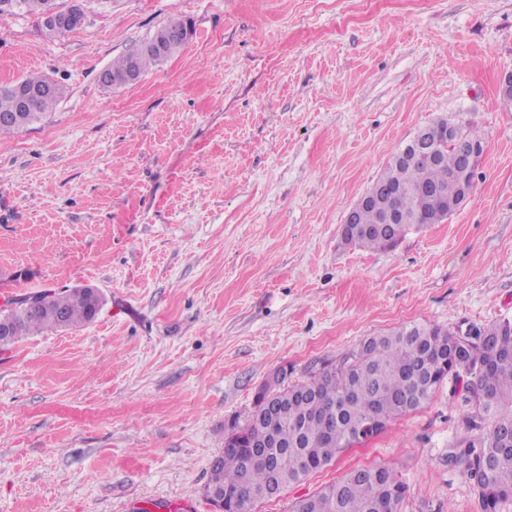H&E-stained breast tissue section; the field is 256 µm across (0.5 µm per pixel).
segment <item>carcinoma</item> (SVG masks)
Instances as JSON below:
<instances>
[{"label": "carcinoma", "instance_id": "obj_1", "mask_svg": "<svg viewBox=\"0 0 512 512\" xmlns=\"http://www.w3.org/2000/svg\"><path fill=\"white\" fill-rule=\"evenodd\" d=\"M55 0H0L3 14L38 17L46 32L61 35L82 27L83 7L54 6ZM193 35L184 20H170L150 38L114 60L109 75L121 77L135 65L138 75L180 52ZM39 92L31 110L18 109L14 96L0 88V134H22L40 121L63 95L56 81L30 75L20 80ZM437 158L393 156L368 189L371 201L344 244L367 250L396 247L411 229L441 224L465 204L460 184L467 181L459 147L448 131L484 144L480 129L456 115L428 123ZM392 208L409 224L384 223ZM102 302L90 287L41 294L40 304L14 317L16 343L46 331L92 322ZM468 342L456 332L431 324H409L370 336L339 362H323L308 380L282 379L257 397L246 425L232 422L224 434V453L210 467L206 488L219 489L252 505L279 496L288 485L322 470L336 453L379 434L396 418L424 405L449 378L469 393L473 412L453 449L454 463L476 490L482 512H503L512 503V437L500 430L512 425V320L474 326ZM406 485L388 466L357 468L317 493L297 500L290 512H400Z\"/></svg>", "mask_w": 512, "mask_h": 512}]
</instances>
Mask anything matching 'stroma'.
Wrapping results in <instances>:
<instances>
[{"instance_id":"stroma-1","label":"stroma","mask_w":512,"mask_h":512,"mask_svg":"<svg viewBox=\"0 0 512 512\" xmlns=\"http://www.w3.org/2000/svg\"><path fill=\"white\" fill-rule=\"evenodd\" d=\"M170 20L194 29L178 54L101 83ZM32 73L64 95L0 136V302L90 286L104 305L0 349V512H213L211 462L274 372L512 319V0H88L54 37L1 15L0 87ZM455 113L485 136L467 203L395 248L345 245L391 157ZM471 411L445 382L256 512L374 465L401 512H481L446 464Z\"/></svg>"}]
</instances>
